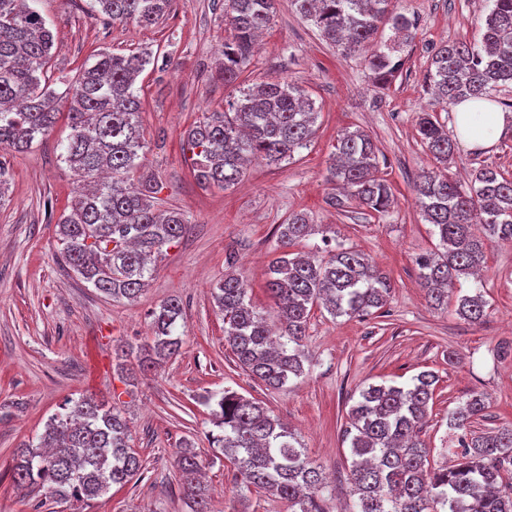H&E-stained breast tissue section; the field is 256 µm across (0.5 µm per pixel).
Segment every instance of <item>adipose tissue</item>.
Listing matches in <instances>:
<instances>
[{
	"label": "adipose tissue",
	"mask_w": 512,
	"mask_h": 512,
	"mask_svg": "<svg viewBox=\"0 0 512 512\" xmlns=\"http://www.w3.org/2000/svg\"><path fill=\"white\" fill-rule=\"evenodd\" d=\"M458 139L469 151L486 150L512 131V113L489 99H467L454 107Z\"/></svg>",
	"instance_id": "1"
}]
</instances>
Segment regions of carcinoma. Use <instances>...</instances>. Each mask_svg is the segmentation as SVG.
Masks as SVG:
<instances>
[{"instance_id":"carcinoma-1","label":"carcinoma","mask_w":512,"mask_h":512,"mask_svg":"<svg viewBox=\"0 0 512 512\" xmlns=\"http://www.w3.org/2000/svg\"><path fill=\"white\" fill-rule=\"evenodd\" d=\"M27 0H0V147L27 150L53 130L61 106L68 108L71 133L61 159L76 182L70 214L56 224L64 264L80 280L112 299L135 300L149 285L164 247L178 240L188 221L175 208L159 209L157 182L134 180L144 144L141 95L136 86L148 52L93 51L78 68L75 82L51 86L54 35ZM295 10L314 21L321 37L346 53L362 55L381 86L391 83L403 62L394 48H371L379 30L412 37L415 23L391 9L392 0H292ZM277 0H224V84L237 81L250 61L258 34L269 27ZM172 0H89L90 16L156 24ZM512 84V0H493L484 21L482 47L463 41L445 44L431 58L425 84L439 100L453 104L479 99ZM318 112L299 86L286 80L242 92L223 111L206 112L184 133L191 167L204 187L227 189L238 183L251 158L279 164L307 147ZM422 143L440 167L422 171L416 202L439 237L440 250L416 258L423 288L436 307L448 306V290L473 281L458 295L456 315L481 324L488 302L481 291L486 243H512V178L495 168L478 169L464 189L448 175L453 154L448 131L423 112L417 120ZM378 157L371 138L347 130L335 145L329 181L341 195L382 213L393 199L377 176ZM314 225L296 212L279 225V255L269 263L267 287L276 305L278 331L247 300L248 284L228 271L214 292L224 313V337L239 366L266 386L280 389L305 373L309 361L303 341L314 305L334 317H360L386 304L392 283L363 253L337 246L327 258L289 248L312 235ZM153 339L117 348L121 369L131 378L177 354L182 307L175 297L151 312ZM438 382L421 372L406 385L369 384L350 407L349 480L356 501L352 512H512V425L496 431H469L486 403L473 394L448 412V430L461 434L457 463L430 466L429 448L420 438ZM214 404L212 442L235 462L241 485L263 489L288 502L290 512H322L325 488L319 467L294 433L259 402L226 389L205 397ZM132 431L123 411L83 396L53 416L38 443L19 449L14 482L59 503L89 505L114 485L129 482L141 462L132 450ZM179 485L192 512H207L202 466L191 449L177 458Z\"/></svg>"}]
</instances>
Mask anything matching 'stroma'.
I'll return each instance as SVG.
<instances>
[{"instance_id": "stroma-1", "label": "stroma", "mask_w": 512, "mask_h": 512, "mask_svg": "<svg viewBox=\"0 0 512 512\" xmlns=\"http://www.w3.org/2000/svg\"><path fill=\"white\" fill-rule=\"evenodd\" d=\"M87 2L31 0L54 34L52 79L72 81L94 46L159 57L162 68H146L137 80L145 128L141 173L157 180L164 206L181 209L190 228L168 247L137 301L112 300L81 281L59 253L56 224L70 214L76 192L60 159L70 133L66 117L27 151L0 148L9 169V188L0 199V408L6 413L0 420V512H62V504L18 489L12 468L20 444L35 440L65 401L85 393L124 411L142 464L137 476L112 487L88 512H187L176 468L187 444L206 462L211 512H289L286 501L243 487L234 466L213 447L204 398L226 388L262 402L304 444L328 482L325 512H344L354 500L344 431L351 405L368 384L400 385L420 372L435 373L422 437L439 466L454 462L448 412L472 393L488 399L473 431L512 424V354L500 351L512 343V243L487 246L483 292L490 315L481 325L430 306L415 264L417 255L439 244L415 203L419 174L435 164L418 134L417 116L427 112L447 129L455 127L452 105L427 91L425 74L443 44L480 45L491 0H393L395 11L415 19L417 29L397 49L401 73L383 88L359 55L323 41L291 0H277L271 26L231 85L216 73L223 59L224 0H173L169 15L147 29L92 18ZM276 79L302 87L314 102L312 141L280 164L253 161L232 188L199 186L184 131L241 90ZM354 128L378 148L379 174L395 197L385 213L353 201L341 208L329 203L326 175L334 145ZM483 166L512 175V135L486 151L455 147L449 174L466 186ZM296 211L317 226L301 252L321 258L339 244L355 247L389 275L393 291L384 308L365 317L335 318L314 306L305 339L310 370L273 390L237 364L212 290L224 278L226 251H234L253 305L273 317L267 266L277 252L278 226ZM172 296L183 304L179 355L148 377L129 379L118 366L116 345L150 340V313Z\"/></svg>"}]
</instances>
